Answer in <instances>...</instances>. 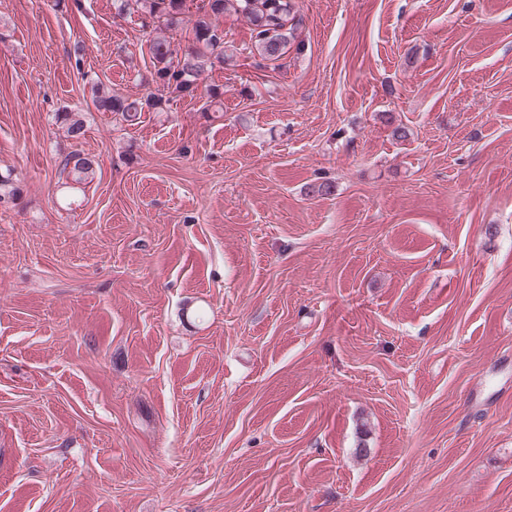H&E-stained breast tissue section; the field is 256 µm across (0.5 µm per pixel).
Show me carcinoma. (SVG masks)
Masks as SVG:
<instances>
[{"label": "carcinoma", "mask_w": 512, "mask_h": 512, "mask_svg": "<svg viewBox=\"0 0 512 512\" xmlns=\"http://www.w3.org/2000/svg\"><path fill=\"white\" fill-rule=\"evenodd\" d=\"M118 14H136L143 31L152 34L150 81L148 91L127 95L112 90L102 82L94 83L91 103L99 112H111L126 122L138 120L145 110L165 112L171 96L197 95L199 80L224 62V26L219 19L236 15L251 25L249 54L264 63L285 59L295 41L298 26L291 0H201L196 12H190L189 0H115ZM75 142L85 135L79 111L55 114ZM94 157L74 150L62 160L61 174L65 188L91 182L96 173ZM20 187L12 173L0 174V201L12 199Z\"/></svg>", "instance_id": "cac0c4a2"}]
</instances>
